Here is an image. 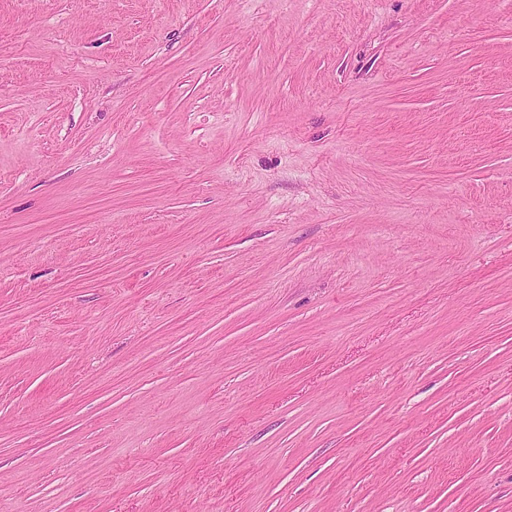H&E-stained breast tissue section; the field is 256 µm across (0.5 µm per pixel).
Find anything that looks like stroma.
<instances>
[{"label": "stroma", "mask_w": 512, "mask_h": 512, "mask_svg": "<svg viewBox=\"0 0 512 512\" xmlns=\"http://www.w3.org/2000/svg\"><path fill=\"white\" fill-rule=\"evenodd\" d=\"M0 512H512V0H0Z\"/></svg>", "instance_id": "stroma-1"}]
</instances>
